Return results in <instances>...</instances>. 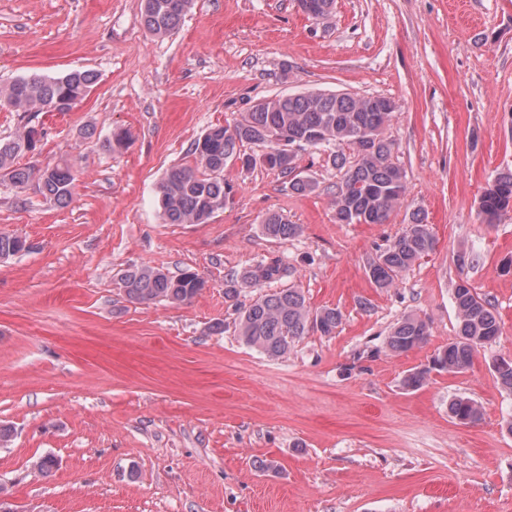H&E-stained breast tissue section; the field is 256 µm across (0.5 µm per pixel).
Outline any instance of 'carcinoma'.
<instances>
[{
	"mask_svg": "<svg viewBox=\"0 0 512 512\" xmlns=\"http://www.w3.org/2000/svg\"><path fill=\"white\" fill-rule=\"evenodd\" d=\"M193 0H143L142 19L146 30L159 37L178 30ZM93 69L72 70L57 76L30 74L0 85V107L27 113L34 108L45 112L60 110L72 100L86 97L98 84ZM396 103L381 95H351L336 92H307L281 95L253 105L231 128H210L189 148L193 162L166 170L158 186V206L166 224H206L230 202L232 189L224 186V166L242 161L249 168L256 159L240 153L238 145L259 144L266 148L262 163L288 178L289 188L300 194L313 192L317 184L296 173L295 155L289 147L323 148L332 165L343 170L336 184L334 212L339 224H386L403 205L406 174L392 160L393 143L384 135ZM33 126L27 119L17 130L0 138V181L13 186H34L59 207L68 206L74 195L76 168L69 160L51 167L20 165L17 158L33 149ZM346 144L356 153L347 164L336 147ZM512 206V170L498 172L479 199V214L486 223ZM298 224H290L278 214H270L262 224L269 239L285 240L300 234ZM436 240L419 209L408 213L405 229L388 241L368 262L369 276L378 288L392 286L401 273L410 269L435 247ZM28 250L26 241L0 232V259H9ZM286 268L278 258L263 260L240 273L227 275L224 298L235 300L242 286L255 287L283 277ZM119 288L131 303H188L204 287L195 271L184 269L176 275L162 268L133 265L118 278ZM457 320L456 335L432 359V367L416 368L403 380L409 389L421 388L431 369L462 372L470 367L483 344L500 333V321L491 303L482 299L462 279L453 292ZM342 322L335 307L313 309L303 292L285 288L259 296L241 312L238 336L246 345L269 357L288 353L291 343L316 331L329 336ZM427 323L408 315L398 321L387 337L388 348L408 353L427 342ZM493 370L501 385L512 392V360L500 359ZM448 413L461 424L480 421V407L471 399L456 397L448 403Z\"/></svg>",
	"mask_w": 512,
	"mask_h": 512,
	"instance_id": "carcinoma-1",
	"label": "carcinoma"
}]
</instances>
